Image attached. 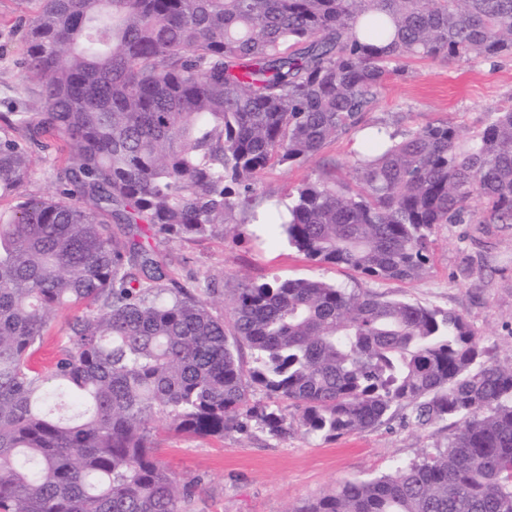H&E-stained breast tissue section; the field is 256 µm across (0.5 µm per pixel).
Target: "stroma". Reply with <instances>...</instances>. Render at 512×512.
I'll return each instance as SVG.
<instances>
[{
	"instance_id": "35a3bbf8",
	"label": "stroma",
	"mask_w": 512,
	"mask_h": 512,
	"mask_svg": "<svg viewBox=\"0 0 512 512\" xmlns=\"http://www.w3.org/2000/svg\"><path fill=\"white\" fill-rule=\"evenodd\" d=\"M29 15L30 7L22 0H0V112L36 100L21 67L22 33ZM510 103L512 56L476 64L413 60L404 77L386 84L364 121L369 128L386 124L405 132L449 119L469 131L488 113ZM360 148L359 134L343 135L327 145L321 157L267 170L260 208L316 178L325 157L335 160L340 181L351 182L348 164ZM432 239L431 268L425 278L412 283L374 282L347 268L313 262L285 239L272 238L266 225L248 220L225 225L223 233L204 239L157 238L153 245L181 279L223 277L228 296L247 280L319 277L388 300L452 311L466 318L498 360H512V227L486 233L470 222L441 224ZM454 430L449 420L424 430L394 420L329 441L299 431L277 441L254 424L247 431L212 438L183 435L160 421L156 438L160 460L180 481L195 486L186 512H292L345 481L391 472L396 462L446 447Z\"/></svg>"
}]
</instances>
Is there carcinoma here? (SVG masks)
I'll return each mask as SVG.
<instances>
[{"mask_svg": "<svg viewBox=\"0 0 512 512\" xmlns=\"http://www.w3.org/2000/svg\"><path fill=\"white\" fill-rule=\"evenodd\" d=\"M26 2L42 106L0 113V512H183L194 486L156 456L158 420L330 440L396 417L460 426L293 512H512V360L464 316L317 278L246 282L217 314L224 278L191 288L150 243L236 223L268 168L362 129L406 60L512 55V0ZM37 150L54 190L28 197ZM349 168L324 164L270 223L317 263L421 280L437 225L512 226V105L472 132L378 127ZM63 307L79 314L39 366Z\"/></svg>", "mask_w": 512, "mask_h": 512, "instance_id": "1", "label": "carcinoma"}]
</instances>
